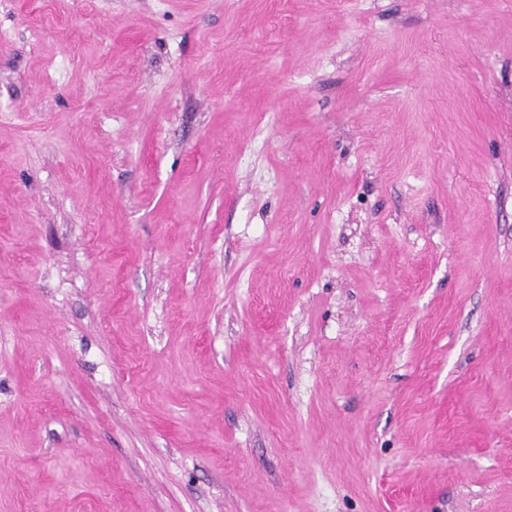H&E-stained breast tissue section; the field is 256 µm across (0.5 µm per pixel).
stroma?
Masks as SVG:
<instances>
[{
    "instance_id": "35a3bbf8",
    "label": "stroma",
    "mask_w": 512,
    "mask_h": 512,
    "mask_svg": "<svg viewBox=\"0 0 512 512\" xmlns=\"http://www.w3.org/2000/svg\"><path fill=\"white\" fill-rule=\"evenodd\" d=\"M0 512H512V0H0Z\"/></svg>"
}]
</instances>
